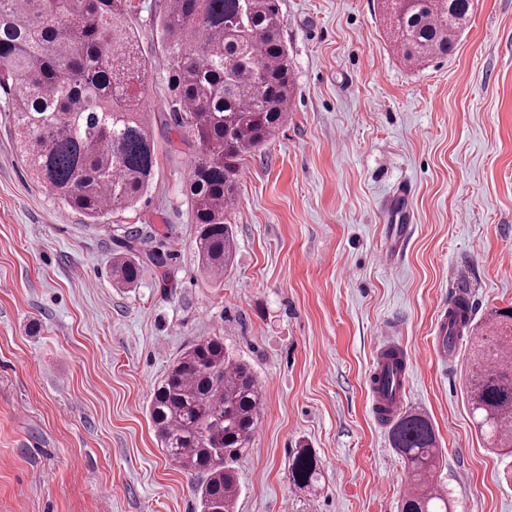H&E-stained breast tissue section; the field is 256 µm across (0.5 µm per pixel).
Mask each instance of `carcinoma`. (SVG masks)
I'll list each match as a JSON object with an SVG mask.
<instances>
[{
  "mask_svg": "<svg viewBox=\"0 0 512 512\" xmlns=\"http://www.w3.org/2000/svg\"><path fill=\"white\" fill-rule=\"evenodd\" d=\"M389 36L411 65L452 54L472 0H384ZM130 0H0V92L11 104L24 161L66 205L96 219L131 206L152 184L156 144L146 112L148 64ZM280 0H166L156 20L169 61L167 109L194 150L186 183L195 250L208 277L232 265L229 216L245 157L287 118L294 92L280 38ZM138 261L112 258V281L134 284ZM449 322L448 347L468 334L466 404L494 448L512 447V313L480 329L467 308ZM263 393L250 367L210 337L186 349L156 384L149 417L166 458L202 472L200 512H233L234 463L251 447ZM411 473L400 512H453L430 480L442 449L431 420L401 412L390 428ZM290 481L312 488L321 470L309 448L288 462Z\"/></svg>",
  "mask_w": 512,
  "mask_h": 512,
  "instance_id": "1",
  "label": "carcinoma"
}]
</instances>
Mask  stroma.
<instances>
[{"instance_id": "stroma-1", "label": "stroma", "mask_w": 512, "mask_h": 512, "mask_svg": "<svg viewBox=\"0 0 512 512\" xmlns=\"http://www.w3.org/2000/svg\"><path fill=\"white\" fill-rule=\"evenodd\" d=\"M133 2L158 112L168 62L152 20L165 0ZM281 8L295 93L246 158L235 260L217 283L194 246L191 157L169 149L167 126L153 125L147 192L95 221L33 179L0 99V512H199L204 476L170 464L148 406L170 362L209 336L264 396L234 512H397L411 479L367 384L384 331L413 362L403 407L434 424L432 478L455 512H512V455L489 449L465 402L468 344L446 363L434 351L453 276L475 321L512 308V0H474L454 54L420 67L391 48L380 0ZM404 184L409 234L384 266ZM118 254L140 262L133 287L112 283ZM299 448L319 460L317 488L288 479Z\"/></svg>"}]
</instances>
